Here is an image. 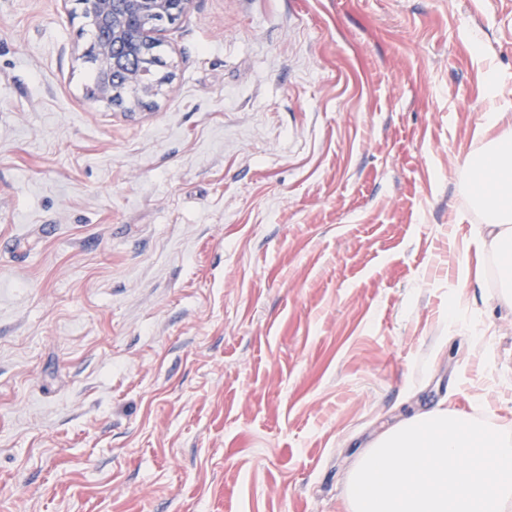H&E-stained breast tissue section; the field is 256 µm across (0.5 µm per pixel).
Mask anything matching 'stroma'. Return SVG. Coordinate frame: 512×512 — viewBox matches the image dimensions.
<instances>
[{"mask_svg": "<svg viewBox=\"0 0 512 512\" xmlns=\"http://www.w3.org/2000/svg\"><path fill=\"white\" fill-rule=\"evenodd\" d=\"M83 26L0 0V512H344L403 415L512 433V0H194L136 112ZM494 129L496 135L488 139L470 165L477 193L471 200L487 215L488 245L504 258L500 271L502 293L512 300V114L489 112L479 133L484 136Z\"/></svg>", "mask_w": 512, "mask_h": 512, "instance_id": "35a3bbf8", "label": "stroma"}]
</instances>
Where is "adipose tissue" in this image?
I'll list each match as a JSON object with an SVG mask.
<instances>
[{"label":"adipose tissue","instance_id":"ef3b65f1","mask_svg":"<svg viewBox=\"0 0 512 512\" xmlns=\"http://www.w3.org/2000/svg\"><path fill=\"white\" fill-rule=\"evenodd\" d=\"M485 128L493 136L470 165L477 190L472 203L487 216L489 247L504 259L503 295L512 300V114L489 113Z\"/></svg>","mask_w":512,"mask_h":512}]
</instances>
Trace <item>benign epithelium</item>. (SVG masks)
I'll use <instances>...</instances> for the list:
<instances>
[{"instance_id":"benign-epithelium-1","label":"benign epithelium","mask_w":512,"mask_h":512,"mask_svg":"<svg viewBox=\"0 0 512 512\" xmlns=\"http://www.w3.org/2000/svg\"><path fill=\"white\" fill-rule=\"evenodd\" d=\"M193 0H81L83 18L95 26V54L101 64L96 99L128 103L130 112L147 105L154 85L147 79L142 62L152 58L161 44L156 19H177Z\"/></svg>"}]
</instances>
